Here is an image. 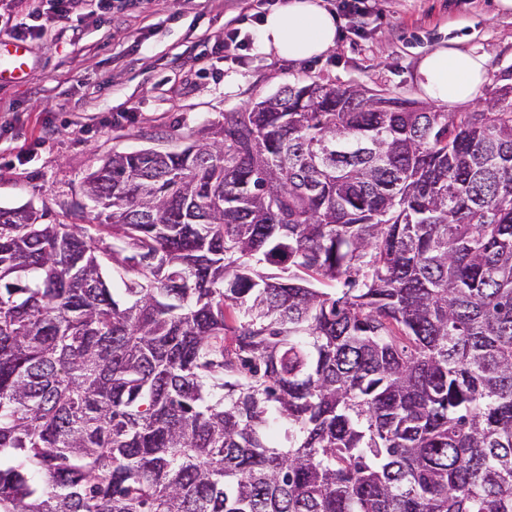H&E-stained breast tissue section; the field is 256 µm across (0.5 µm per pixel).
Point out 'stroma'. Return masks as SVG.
<instances>
[{"label": "stroma", "instance_id": "stroma-1", "mask_svg": "<svg viewBox=\"0 0 512 512\" xmlns=\"http://www.w3.org/2000/svg\"><path fill=\"white\" fill-rule=\"evenodd\" d=\"M363 27L339 18L336 44L319 57L260 53L259 19L280 0H84L70 19L29 38L23 79L0 83V207L33 205L71 222L84 180L115 153L178 150L228 112L251 107L293 82L350 85L417 102L422 59L440 48L483 56L496 95L512 71V14L495 0H371ZM241 17L250 45L217 47ZM27 159L18 160L20 148Z\"/></svg>", "mask_w": 512, "mask_h": 512}]
</instances>
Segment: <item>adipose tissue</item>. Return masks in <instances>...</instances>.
<instances>
[{"label": "adipose tissue", "mask_w": 512, "mask_h": 512, "mask_svg": "<svg viewBox=\"0 0 512 512\" xmlns=\"http://www.w3.org/2000/svg\"><path fill=\"white\" fill-rule=\"evenodd\" d=\"M337 21L320 0H289L267 13L259 48L291 59H308L334 47ZM482 56L462 50L433 51L421 62L418 83L424 95L448 106L470 103L486 81Z\"/></svg>", "instance_id": "1"}]
</instances>
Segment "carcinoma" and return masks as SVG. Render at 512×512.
Instances as JSON below:
<instances>
[{"mask_svg": "<svg viewBox=\"0 0 512 512\" xmlns=\"http://www.w3.org/2000/svg\"><path fill=\"white\" fill-rule=\"evenodd\" d=\"M212 135L0 207V512H512V84Z\"/></svg>", "mask_w": 512, "mask_h": 512, "instance_id": "carcinoma-1", "label": "carcinoma"}]
</instances>
